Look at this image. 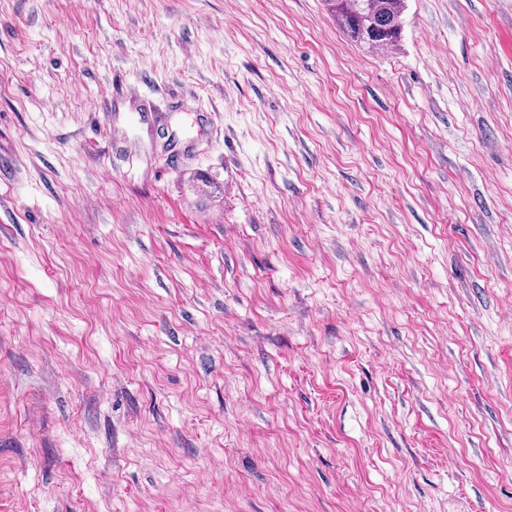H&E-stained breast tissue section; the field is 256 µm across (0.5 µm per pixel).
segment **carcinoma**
<instances>
[{
	"label": "carcinoma",
	"instance_id": "1",
	"mask_svg": "<svg viewBox=\"0 0 512 512\" xmlns=\"http://www.w3.org/2000/svg\"><path fill=\"white\" fill-rule=\"evenodd\" d=\"M342 32L369 48L397 45L404 32L405 0H325Z\"/></svg>",
	"mask_w": 512,
	"mask_h": 512
}]
</instances>
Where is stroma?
<instances>
[{"label": "stroma", "mask_w": 512, "mask_h": 512, "mask_svg": "<svg viewBox=\"0 0 512 512\" xmlns=\"http://www.w3.org/2000/svg\"><path fill=\"white\" fill-rule=\"evenodd\" d=\"M0 0V512H512V0ZM342 32L368 48L396 46L405 26V0H324Z\"/></svg>", "instance_id": "35a3bbf8"}]
</instances>
